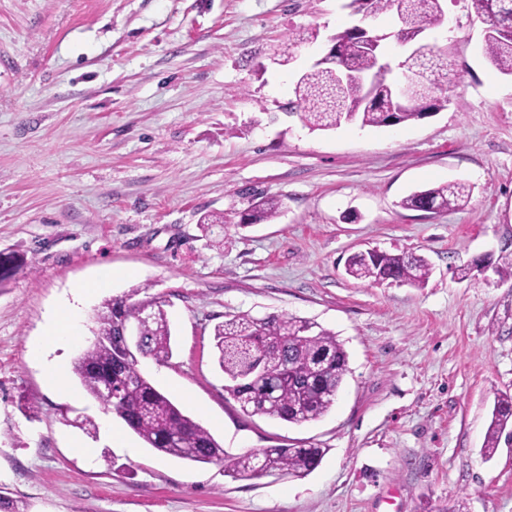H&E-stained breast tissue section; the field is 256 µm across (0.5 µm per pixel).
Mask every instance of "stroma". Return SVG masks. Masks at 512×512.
Instances as JSON below:
<instances>
[{"label":"stroma","instance_id":"1","mask_svg":"<svg viewBox=\"0 0 512 512\" xmlns=\"http://www.w3.org/2000/svg\"><path fill=\"white\" fill-rule=\"evenodd\" d=\"M443 8L427 40L450 61L446 108L313 131L289 108L294 84L356 24L346 0H0V255L20 262L0 283V497L24 512H512V441L480 453L512 393V278L473 268L512 253V76L485 58L471 0ZM448 181L471 186L467 204L402 207ZM271 197L276 220L241 223ZM372 247L424 257L427 284L348 277L346 258ZM105 264L123 275L54 351L56 391L30 353ZM141 287L173 349L141 372L226 454L315 447V470L235 480L117 417L120 440L104 437L73 364L95 309ZM241 312L310 319L343 343L324 416H252L225 392L212 333Z\"/></svg>","mask_w":512,"mask_h":512}]
</instances>
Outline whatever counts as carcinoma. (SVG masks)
I'll return each instance as SVG.
<instances>
[{"label": "carcinoma", "instance_id": "obj_1", "mask_svg": "<svg viewBox=\"0 0 512 512\" xmlns=\"http://www.w3.org/2000/svg\"><path fill=\"white\" fill-rule=\"evenodd\" d=\"M478 10L488 22L484 54L504 75L512 76V0H478ZM347 7L365 21L390 13L399 24L396 37L409 40L431 29L443 14L440 0H349ZM357 36L347 30L336 34L339 64L356 72L371 69L369 58L356 47ZM447 59L429 48L408 62L420 78L414 98L392 107L391 79L370 85L359 80L341 81L331 66H313L303 73L295 90L293 109L312 130H328L343 123L362 127L401 124L422 118L429 111L448 106V87L439 81ZM470 188L449 182L415 191L401 205L415 210L446 211L460 207ZM282 203L269 198L248 207L241 223L258 224L276 219ZM350 277L379 284L391 280L424 286L431 268L422 257L386 251L355 252L346 260ZM97 340L74 362L73 373L93 398L108 381L114 402L101 401L150 448L166 455L199 463H222L235 479L263 473L304 477L320 463L321 448H264L228 457L224 448L202 425L185 415L139 369V357L166 360L171 354L170 327L156 297L135 302L113 298L95 310ZM140 325V339L133 355L126 351L127 330ZM217 362L227 381L225 390L243 412L268 416L291 424L322 417L333 405L348 373V356L336 335L309 320L282 315L263 319L248 314L228 317L214 329ZM512 426V394L496 397L482 454L491 458L504 431Z\"/></svg>", "mask_w": 512, "mask_h": 512}]
</instances>
